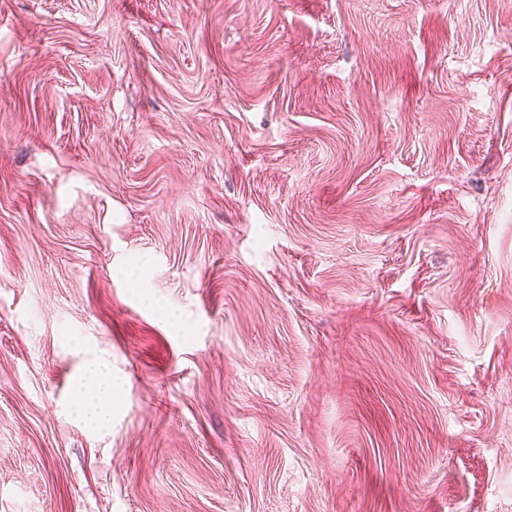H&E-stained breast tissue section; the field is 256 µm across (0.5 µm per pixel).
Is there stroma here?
I'll return each instance as SVG.
<instances>
[{"label": "stroma", "instance_id": "1", "mask_svg": "<svg viewBox=\"0 0 512 512\" xmlns=\"http://www.w3.org/2000/svg\"><path fill=\"white\" fill-rule=\"evenodd\" d=\"M0 512H512V0H0ZM77 417L94 430L112 424V405L122 395V385L112 378V367L105 361L83 364L73 379Z\"/></svg>", "mask_w": 512, "mask_h": 512}]
</instances>
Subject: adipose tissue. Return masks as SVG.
I'll use <instances>...</instances> for the list:
<instances>
[{
  "label": "adipose tissue",
  "mask_w": 512,
  "mask_h": 512,
  "mask_svg": "<svg viewBox=\"0 0 512 512\" xmlns=\"http://www.w3.org/2000/svg\"><path fill=\"white\" fill-rule=\"evenodd\" d=\"M75 413L87 426L100 430L112 423V407L122 394V386L104 361L83 364L73 379Z\"/></svg>",
  "instance_id": "1"
}]
</instances>
